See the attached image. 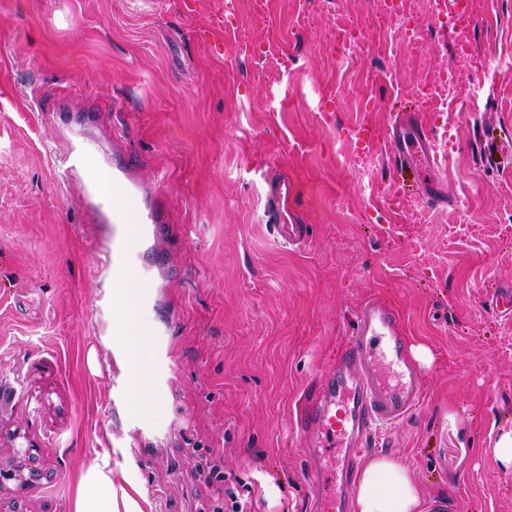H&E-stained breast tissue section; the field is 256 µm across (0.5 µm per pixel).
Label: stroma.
Listing matches in <instances>:
<instances>
[{"label": "stroma", "mask_w": 512, "mask_h": 512, "mask_svg": "<svg viewBox=\"0 0 512 512\" xmlns=\"http://www.w3.org/2000/svg\"><path fill=\"white\" fill-rule=\"evenodd\" d=\"M0 0V468L38 446L27 486L0 512H75L78 478L109 454L116 491L141 512H197L217 497L197 465L254 491L256 512H309L292 418L370 296L401 316L425 399L382 427L378 453L407 466L425 502L512 512V317L488 298L512 285V0H480L449 25L404 0L417 48L376 0ZM371 53L348 65L339 28ZM471 47L459 56L458 43ZM444 104L420 99L445 71ZM86 99L90 113L36 111ZM421 109L438 176L457 201L424 207L416 176L383 148L393 113ZM127 125L112 130L118 113ZM118 146L140 176L165 175L171 271L158 285L176 330L154 347L173 395L134 438L98 351L96 235L62 181L59 125ZM367 126L373 144L351 138ZM296 186L304 247L267 227V181ZM20 429L19 439L8 433Z\"/></svg>", "instance_id": "obj_1"}]
</instances>
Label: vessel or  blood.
<instances>
[{
    "label": "vessel or blood",
    "instance_id": "b4317fda",
    "mask_svg": "<svg viewBox=\"0 0 512 512\" xmlns=\"http://www.w3.org/2000/svg\"><path fill=\"white\" fill-rule=\"evenodd\" d=\"M435 142L421 112H401L384 149L392 154L395 168L418 173L417 195L424 204L445 208L452 201L434 174ZM61 164L75 202L100 232L96 250L104 258L101 270L109 299L117 304L112 345H125L129 324L143 338V359L124 363L121 375L112 381L128 422L143 432L150 429L152 411L163 400L162 381L169 372L151 339L160 305L148 269L164 264L159 248L164 236L160 187L144 183L134 164L120 155L106 156L78 138L67 140ZM293 192L288 177L270 179L268 222L278 242L300 247L307 241L308 227L288 221ZM128 224L140 225L137 237L126 235ZM422 399V375L407 354L399 314L378 299L363 303L354 314V331L345 349L333 357L319 388L305 395L297 411L296 426L305 438L303 455L316 488L315 512H344L355 465L373 426L405 419Z\"/></svg>",
    "mask_w": 512,
    "mask_h": 512
}]
</instances>
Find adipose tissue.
<instances>
[{"mask_svg": "<svg viewBox=\"0 0 512 512\" xmlns=\"http://www.w3.org/2000/svg\"><path fill=\"white\" fill-rule=\"evenodd\" d=\"M421 491L412 473L388 457L368 460L362 466L354 512H420ZM76 512H141L131 497L117 499L112 486L109 457H102L81 477Z\"/></svg>", "mask_w": 512, "mask_h": 512, "instance_id": "adipose-tissue-1", "label": "adipose tissue"}]
</instances>
